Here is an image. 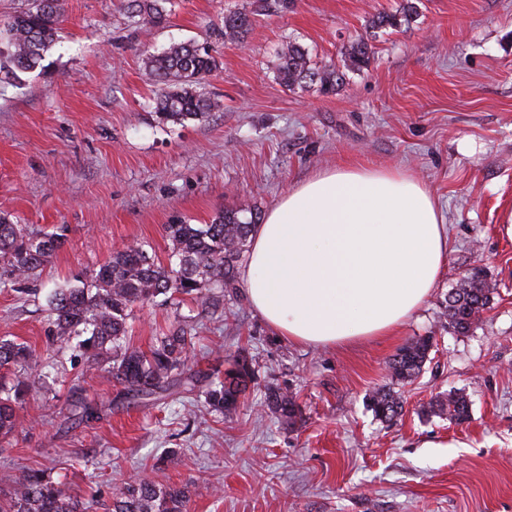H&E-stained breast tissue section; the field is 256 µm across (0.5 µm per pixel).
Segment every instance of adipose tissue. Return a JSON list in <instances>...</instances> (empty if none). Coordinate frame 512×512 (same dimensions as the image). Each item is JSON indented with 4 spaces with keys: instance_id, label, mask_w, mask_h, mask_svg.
Returning a JSON list of instances; mask_svg holds the SVG:
<instances>
[{
    "instance_id": "1",
    "label": "adipose tissue",
    "mask_w": 512,
    "mask_h": 512,
    "mask_svg": "<svg viewBox=\"0 0 512 512\" xmlns=\"http://www.w3.org/2000/svg\"><path fill=\"white\" fill-rule=\"evenodd\" d=\"M447 261L448 227L421 180L348 165L318 172L268 209L241 283L280 336L335 347L394 333Z\"/></svg>"
}]
</instances>
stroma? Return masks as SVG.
Instances as JSON below:
<instances>
[{
    "instance_id": "35a3bbf8",
    "label": "stroma",
    "mask_w": 512,
    "mask_h": 512,
    "mask_svg": "<svg viewBox=\"0 0 512 512\" xmlns=\"http://www.w3.org/2000/svg\"><path fill=\"white\" fill-rule=\"evenodd\" d=\"M250 0H173L166 20L130 26L123 0H65L60 38L40 67L0 83V216L67 239L27 292L0 288V336L35 348L46 387L0 453V470H44L99 502L138 473L187 486L189 512H512V0H417L410 24L370 28L403 0H295L224 42L225 11ZM368 39L371 60L335 93L288 89L274 76L293 41L317 65ZM173 42L209 43L218 66L202 91L220 104L200 121H159L145 60ZM342 164L420 177L448 226V268L394 335L337 347L278 336L244 295L210 314L158 301L135 308L141 350L178 316L197 314L209 347L246 350L258 378L236 413L218 419L202 396L118 404L105 371L85 387L101 419L59 417L74 384L70 361L46 349L47 297L76 285L126 244L166 260L165 227L208 224L224 209L267 211L288 189ZM495 287L469 333L448 332L449 292L473 267ZM433 336L398 419L367 406L409 339ZM292 392V427L265 414L266 386ZM465 391L469 421L424 419L423 404Z\"/></svg>"
}]
</instances>
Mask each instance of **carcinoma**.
Listing matches in <instances>:
<instances>
[{"instance_id": "cac0c4a2", "label": "carcinoma", "mask_w": 512, "mask_h": 512, "mask_svg": "<svg viewBox=\"0 0 512 512\" xmlns=\"http://www.w3.org/2000/svg\"><path fill=\"white\" fill-rule=\"evenodd\" d=\"M171 0H128L126 14L135 25L160 22ZM293 0H252L251 8L224 13V41L244 38L260 15L284 12ZM61 0H29L28 7L8 18L5 32L9 51L0 62V72L14 75L40 65L45 53L58 40L63 19ZM418 15L416 4L406 0L398 13H379L374 28H398ZM371 45L363 38L352 41L342 53L341 65L313 63L301 45L287 41L277 53L276 79L290 89L317 86L329 93L343 86L349 74L367 67ZM146 66L161 85L155 100L156 113L171 123L200 120L218 108L200 87L216 67L212 48L195 43H173L147 58ZM261 213L253 206L227 208L210 224H168L170 242L167 263L155 260L141 243L115 252L112 258L85 276L80 286L58 288L49 299L51 336L47 350L70 354L82 362L76 380L99 367L108 356V373L120 386L117 398L127 402L150 400L159 393L177 396L205 383L204 403L211 411L227 415L237 410L255 384L252 359L240 352L231 358L224 373L198 368L196 345L201 340L193 317L185 316L159 332L145 352L128 336L133 309L157 297L190 298L205 307L218 308L224 298L237 294L236 270L248 252V242ZM65 226L52 234L31 230L0 217V288L27 283L36 270L45 267L64 242ZM486 271L474 267L461 285L448 294L445 316L448 329L464 335L477 322V315L491 302ZM433 347V337L409 340L390 358L389 383L369 397L375 417L391 421L403 410L396 387L416 379ZM37 359L30 346L0 336V443L22 425L20 410L26 400L42 392ZM263 407L281 424L293 426L300 418L296 397L278 386L266 388ZM100 404L86 397L75 400L72 416L79 422L101 418ZM422 415L448 414L457 423L471 417V403L462 391L448 394L420 407ZM0 484L8 493L0 496V512H96L94 504L78 500L65 484L41 470L29 469L17 477L0 472ZM189 494L183 485L160 483L138 477L111 490L104 512H188Z\"/></svg>"}]
</instances>
